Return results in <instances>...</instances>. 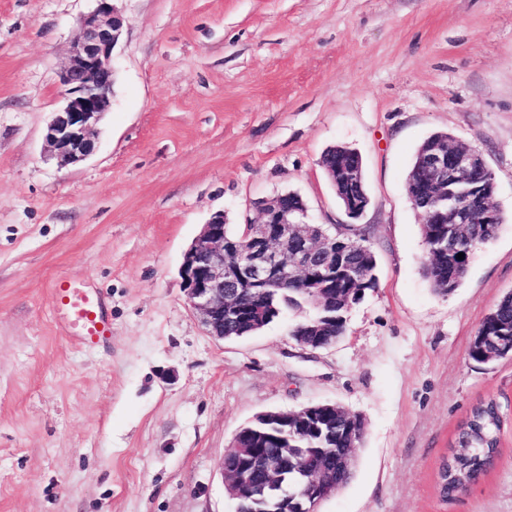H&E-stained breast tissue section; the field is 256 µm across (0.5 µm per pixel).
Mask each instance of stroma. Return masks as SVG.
I'll return each mask as SVG.
<instances>
[{"label":"stroma","instance_id":"stroma-1","mask_svg":"<svg viewBox=\"0 0 512 512\" xmlns=\"http://www.w3.org/2000/svg\"><path fill=\"white\" fill-rule=\"evenodd\" d=\"M112 109L96 153L44 150L59 73L94 0H0V512H236L221 461L265 411L338 404L364 434L317 512H512V359L469 345L512 291V0H118ZM436 132L479 150L504 223L453 293L424 275L405 191ZM364 160L378 286L334 345L290 334L311 307L208 336L180 266L210 216L257 222L299 192L349 219L319 165ZM105 296L107 342L65 337L57 280ZM500 454L443 500L439 467L480 402Z\"/></svg>","mask_w":512,"mask_h":512}]
</instances>
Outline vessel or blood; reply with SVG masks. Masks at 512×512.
<instances>
[{
    "label": "vessel or blood",
    "mask_w": 512,
    "mask_h": 512,
    "mask_svg": "<svg viewBox=\"0 0 512 512\" xmlns=\"http://www.w3.org/2000/svg\"><path fill=\"white\" fill-rule=\"evenodd\" d=\"M53 307L67 336L78 345H97L111 332L106 303L99 294L59 280L53 288Z\"/></svg>",
    "instance_id": "b4317fda"
}]
</instances>
